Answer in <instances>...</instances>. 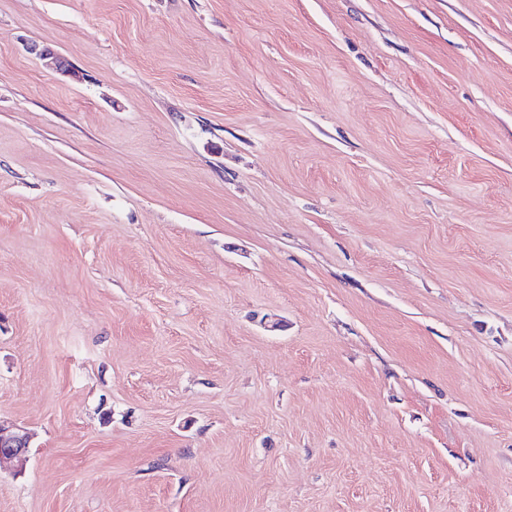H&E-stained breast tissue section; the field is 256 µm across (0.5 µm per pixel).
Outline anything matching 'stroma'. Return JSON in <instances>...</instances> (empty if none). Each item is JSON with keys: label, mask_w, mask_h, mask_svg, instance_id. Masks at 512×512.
<instances>
[{"label": "stroma", "mask_w": 512, "mask_h": 512, "mask_svg": "<svg viewBox=\"0 0 512 512\" xmlns=\"http://www.w3.org/2000/svg\"><path fill=\"white\" fill-rule=\"evenodd\" d=\"M0 420V512H512V0H0ZM30 444L29 432L17 425L6 426L0 421V466L22 461Z\"/></svg>", "instance_id": "stroma-1"}]
</instances>
